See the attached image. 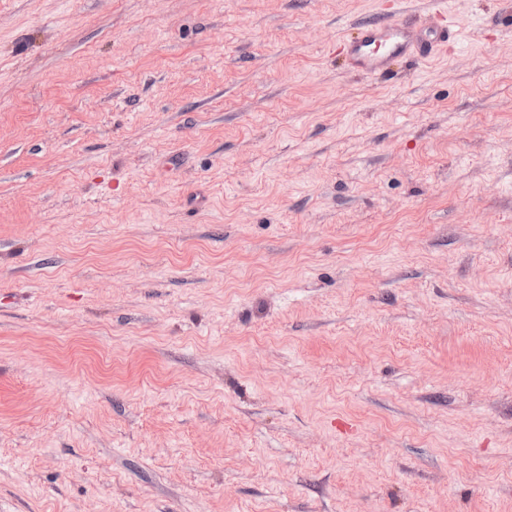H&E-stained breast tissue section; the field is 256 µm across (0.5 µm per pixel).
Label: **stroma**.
<instances>
[{
	"instance_id": "35a3bbf8",
	"label": "stroma",
	"mask_w": 512,
	"mask_h": 512,
	"mask_svg": "<svg viewBox=\"0 0 512 512\" xmlns=\"http://www.w3.org/2000/svg\"><path fill=\"white\" fill-rule=\"evenodd\" d=\"M0 0V512H512V14ZM434 17L438 19L386 16L357 24L356 35L343 42L348 66L366 75H382L395 60L428 59L444 47L457 45L461 33L448 17V9L438 7Z\"/></svg>"
}]
</instances>
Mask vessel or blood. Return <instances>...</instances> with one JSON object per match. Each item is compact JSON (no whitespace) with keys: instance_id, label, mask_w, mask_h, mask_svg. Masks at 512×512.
Masks as SVG:
<instances>
[{"instance_id":"b4317fda","label":"vessel or blood","mask_w":512,"mask_h":512,"mask_svg":"<svg viewBox=\"0 0 512 512\" xmlns=\"http://www.w3.org/2000/svg\"><path fill=\"white\" fill-rule=\"evenodd\" d=\"M432 18L389 16L357 24L356 34L343 43L348 66L366 75H382L395 60L428 59L442 48L457 45L461 33L448 19L446 0H435Z\"/></svg>"}]
</instances>
